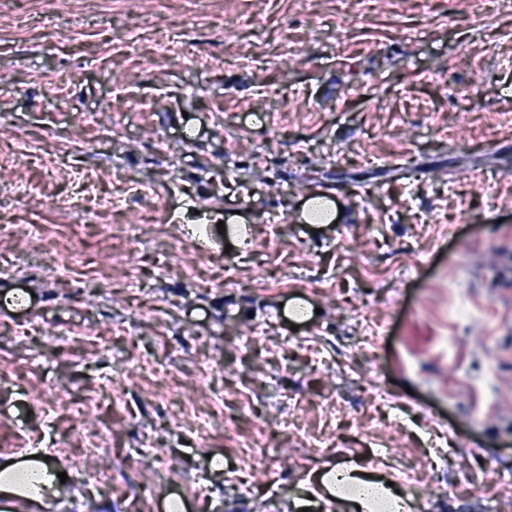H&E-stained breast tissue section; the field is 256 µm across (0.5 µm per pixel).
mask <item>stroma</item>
I'll use <instances>...</instances> for the list:
<instances>
[{
	"label": "stroma",
	"instance_id": "obj_1",
	"mask_svg": "<svg viewBox=\"0 0 512 512\" xmlns=\"http://www.w3.org/2000/svg\"><path fill=\"white\" fill-rule=\"evenodd\" d=\"M0 73V459L54 512H343L351 463L512 512V0H0ZM81 177L110 210L40 205ZM316 204L322 205V213H324V218L319 222L311 219L312 212L318 208L315 207ZM339 219V213L336 211V205L331 199V196H328L327 199H325L322 192H318L317 194L309 197L304 203L303 220L306 224H332ZM12 459L3 460L0 464V492L3 498H11L20 494L19 485L9 479L11 475L25 474L32 490L25 494V501L37 510L45 506V502L56 493L55 488L60 483L57 472L59 468L54 464L45 462V458H31L24 462L14 461L6 465Z\"/></svg>",
	"mask_w": 512,
	"mask_h": 512
}]
</instances>
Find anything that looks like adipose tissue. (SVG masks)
<instances>
[{"mask_svg": "<svg viewBox=\"0 0 512 512\" xmlns=\"http://www.w3.org/2000/svg\"><path fill=\"white\" fill-rule=\"evenodd\" d=\"M58 468L41 458H31L23 462L0 464V497L10 498L21 494L27 503L38 512L54 495L60 479ZM329 496L338 497L340 503L348 508H360L369 512L370 498L381 494L394 504L396 512H414L412 498L398 493L395 487L375 475H368L365 468L351 464L344 469H326L317 476Z\"/></svg>", "mask_w": 512, "mask_h": 512, "instance_id": "adipose-tissue-1", "label": "adipose tissue"}]
</instances>
